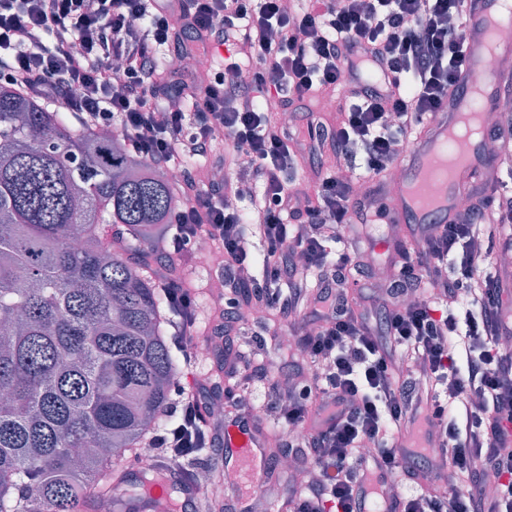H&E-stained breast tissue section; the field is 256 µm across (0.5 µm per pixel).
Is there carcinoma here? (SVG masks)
Masks as SVG:
<instances>
[{
	"label": "carcinoma",
	"mask_w": 512,
	"mask_h": 512,
	"mask_svg": "<svg viewBox=\"0 0 512 512\" xmlns=\"http://www.w3.org/2000/svg\"><path fill=\"white\" fill-rule=\"evenodd\" d=\"M172 182L0 83V512H89L167 423L182 366L155 248ZM115 229L105 244L103 225Z\"/></svg>",
	"instance_id": "obj_1"
}]
</instances>
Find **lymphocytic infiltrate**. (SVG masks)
Instances as JSON below:
<instances>
[{
	"label": "lymphocytic infiltrate",
	"mask_w": 512,
	"mask_h": 512,
	"mask_svg": "<svg viewBox=\"0 0 512 512\" xmlns=\"http://www.w3.org/2000/svg\"><path fill=\"white\" fill-rule=\"evenodd\" d=\"M465 2L0 0V81L78 126L118 127L130 153L179 170L164 257H192L201 238L224 256L225 308L209 342L226 380L180 392L165 409L178 427L149 440L151 465L174 470L175 488L206 512L229 504L167 451L198 439L212 451L211 481L223 483L224 430L252 420L255 387L293 431L268 448V481L284 452L299 461L287 512H512V299L483 270L493 251H512V191L474 189L420 248L395 239L381 282L366 238L346 234L358 197L389 177L456 89ZM198 56L208 78L166 64ZM370 69L384 74L382 89L362 83ZM316 97L332 100L335 122L284 123ZM173 100L179 108L166 110ZM244 178L246 211L228 203ZM164 293L173 342L189 353L196 294L171 279ZM249 316L291 336L288 365L235 343ZM422 421L440 455H401V437Z\"/></svg>",
	"instance_id": "obj_1"
}]
</instances>
